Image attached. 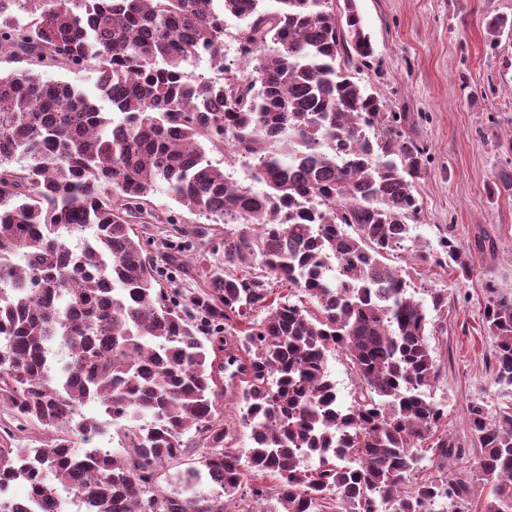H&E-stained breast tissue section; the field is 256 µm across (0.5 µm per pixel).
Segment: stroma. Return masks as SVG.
<instances>
[{
    "label": "stroma",
    "instance_id": "1",
    "mask_svg": "<svg viewBox=\"0 0 512 512\" xmlns=\"http://www.w3.org/2000/svg\"><path fill=\"white\" fill-rule=\"evenodd\" d=\"M375 47L371 68L360 69L395 112L418 118L416 135L430 161L416 184L421 204L415 242L450 238L473 253L468 276L452 267L415 262L411 290L428 300L433 288L448 302L432 313L428 342L441 364L432 389L447 413L450 438L461 442L459 463L474 487L467 512H481L484 475L468 428L467 408L489 411L512 403L494 383L495 340L484 320L491 293L512 296V193L490 195L503 167L512 165V38L491 46L487 18L512 16V0H356ZM186 232L178 247L204 269L224 262V227L190 212L164 189L150 198Z\"/></svg>",
    "mask_w": 512,
    "mask_h": 512
}]
</instances>
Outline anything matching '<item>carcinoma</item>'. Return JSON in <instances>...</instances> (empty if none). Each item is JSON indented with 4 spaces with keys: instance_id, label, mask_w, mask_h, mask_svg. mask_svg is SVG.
<instances>
[{
    "instance_id": "1",
    "label": "carcinoma",
    "mask_w": 512,
    "mask_h": 512,
    "mask_svg": "<svg viewBox=\"0 0 512 512\" xmlns=\"http://www.w3.org/2000/svg\"><path fill=\"white\" fill-rule=\"evenodd\" d=\"M334 2L0 0V47L27 64L0 72V480L25 465L44 512L62 488L86 512H189L154 477L190 448L185 482L210 486L195 512H464L428 313L408 270L385 263L420 212L426 152L413 118L350 72L375 49L356 0L339 15ZM227 16L249 71L224 64ZM486 33L498 44L512 17ZM198 48L223 83L188 78ZM91 59L109 112L41 76ZM208 149L257 160L267 190L228 180ZM162 186L226 224L224 272H199L202 295L165 288L159 261L179 258L136 229L174 223L150 209ZM441 247L416 257L471 269L453 240ZM484 317L494 383L512 390V297ZM56 344L61 385L44 366ZM231 348L250 370L226 423L212 354ZM335 351L357 379L348 403L327 370ZM89 404L108 410L117 449L78 451L97 430ZM468 421L482 512H512V405L472 404ZM240 434L248 446H231Z\"/></svg>"
}]
</instances>
